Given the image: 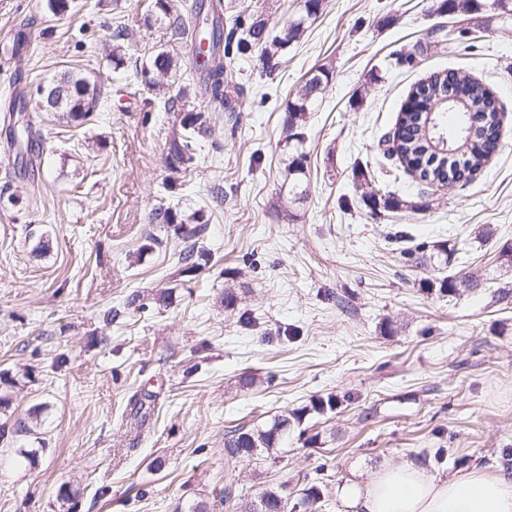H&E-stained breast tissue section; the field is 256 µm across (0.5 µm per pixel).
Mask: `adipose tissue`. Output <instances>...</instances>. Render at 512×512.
I'll list each match as a JSON object with an SVG mask.
<instances>
[{"instance_id":"ef3b65f1","label":"adipose tissue","mask_w":512,"mask_h":512,"mask_svg":"<svg viewBox=\"0 0 512 512\" xmlns=\"http://www.w3.org/2000/svg\"><path fill=\"white\" fill-rule=\"evenodd\" d=\"M339 496L344 512H512V478L468 471L442 479L405 462L366 479L352 474Z\"/></svg>"}]
</instances>
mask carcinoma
<instances>
[{"label":"carcinoma","instance_id":"obj_1","mask_svg":"<svg viewBox=\"0 0 512 512\" xmlns=\"http://www.w3.org/2000/svg\"><path fill=\"white\" fill-rule=\"evenodd\" d=\"M155 7L168 16L169 41L178 43L189 35L188 20L198 17L202 6L196 4L180 5V10L172 9L170 0H155ZM304 31V21L293 22L281 36L273 39L266 37L264 23L254 18L250 21L235 19L229 32L224 26L215 23L208 30L211 46L200 59L193 57L198 71L207 77V90L212 102L222 106L229 102V92L224 81V56L236 49L240 55L246 54L251 47L261 46V53L266 61L276 56L288 43L300 38ZM158 75L151 78L149 86L155 95L164 99L168 110L183 113L180 119L181 131L170 142L167 168L174 174L184 173L194 160V151L198 141L211 135V127L204 113L185 109L188 99L193 93L192 84H184L177 88L168 82V74L180 67V59L168 52L158 53L153 60ZM104 86L96 80L84 76H71L59 90L63 96L62 111L73 120L84 119L103 106ZM413 93L420 101H437L442 97L458 98L468 106V115H463L452 106H443L435 116L438 129L433 137L447 148H452L462 139L469 140L467 157L460 160L453 154H435L429 151L428 144L419 134V113L414 110L401 113L394 137V152L405 172H411L421 182H441L446 178L468 184L474 175L484 167L498 149L496 136L493 135L498 124L496 97L494 92L476 80L457 78L451 71L432 74L427 80L417 84ZM305 111L302 101L292 102L286 112V130L297 128V123ZM33 126L29 122H21L10 129L11 143L17 148L34 141ZM405 200L392 191L379 197H370L365 205L373 211L394 212L404 206ZM152 221L157 224H184V218L168 208L155 209ZM302 419V411L275 417L264 429L246 430L242 427L228 432L224 439V453L230 459L241 460L250 457L260 448L267 451L278 448L281 438L288 434V429ZM288 496L278 491H267L260 496L257 503L251 504L248 512H287Z\"/></svg>","mask_w":512,"mask_h":512}]
</instances>
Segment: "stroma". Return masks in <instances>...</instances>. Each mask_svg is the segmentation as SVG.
Here are the masks:
<instances>
[{
	"instance_id": "stroma-1",
	"label": "stroma",
	"mask_w": 512,
	"mask_h": 512,
	"mask_svg": "<svg viewBox=\"0 0 512 512\" xmlns=\"http://www.w3.org/2000/svg\"><path fill=\"white\" fill-rule=\"evenodd\" d=\"M216 1L228 25L305 30L275 59L225 60L231 100H193L214 132L173 185L176 115L142 71L192 52L169 43L153 0H75L61 19L44 0H0V113L13 87L70 73L108 95L82 122L31 112L36 159L7 150L0 121V512H240L281 486L297 512H343L354 467L446 478L512 454V12L322 0L309 18L305 0ZM121 26L116 73L105 49ZM444 69L505 110L498 153L463 187L419 185L382 155L413 86ZM321 71L288 136V102ZM300 154L303 175L286 176ZM379 189L404 207L372 213ZM162 205L202 214L204 232L152 223ZM191 245L207 262L180 272ZM449 276L456 292H440ZM328 396L334 409L313 410ZM287 409L304 415L277 457L225 456L231 428ZM313 485L321 500L300 506Z\"/></svg>"
}]
</instances>
